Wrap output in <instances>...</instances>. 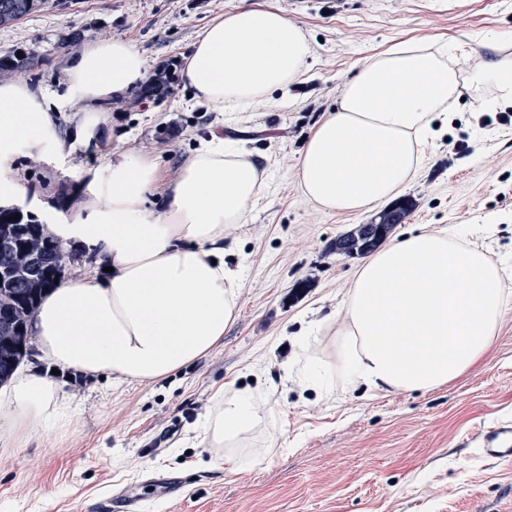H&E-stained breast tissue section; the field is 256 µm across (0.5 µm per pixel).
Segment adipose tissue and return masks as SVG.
I'll return each instance as SVG.
<instances>
[{
	"instance_id": "1",
	"label": "adipose tissue",
	"mask_w": 512,
	"mask_h": 512,
	"mask_svg": "<svg viewBox=\"0 0 512 512\" xmlns=\"http://www.w3.org/2000/svg\"><path fill=\"white\" fill-rule=\"evenodd\" d=\"M312 47L302 27L262 5L217 16L198 34L182 72L198 105L235 111L305 73ZM82 106L54 118L46 91L24 78L0 84V207L18 190L19 145L42 152L74 139L95 143L100 105L124 99L146 74L130 43L102 39L68 67ZM490 83L512 105V59L486 62L463 77L448 51L410 39L359 65L335 108L311 131L296 178L321 208L350 214L394 198L415 176L465 80ZM265 187L261 160L225 151L210 132L167 178L154 157L130 147L112 156L108 177L86 175V217L58 234L95 260L60 281L32 323L43 359L121 382L156 381L212 350L237 311L238 270L224 265V231L242 223ZM166 200L148 210L147 196ZM512 296L483 246L440 231L404 235L374 253L353 279L332 355L346 386L371 391L433 390L474 368L493 346ZM75 410L61 383L21 370L0 389V447L41 427L67 433ZM257 422L251 394L225 400L208 431L234 447Z\"/></svg>"
}]
</instances>
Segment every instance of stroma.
Masks as SVG:
<instances>
[{
  "mask_svg": "<svg viewBox=\"0 0 512 512\" xmlns=\"http://www.w3.org/2000/svg\"><path fill=\"white\" fill-rule=\"evenodd\" d=\"M280 9L314 47L303 80L287 94L226 117L197 107L183 79L163 99L122 100L100 113L99 147L18 151L13 203L48 225L77 224L66 205L86 171L106 173L128 143L177 174L201 136L268 157L267 187L224 239V261L241 270L237 311L221 342L169 377L120 383L61 369L76 409L64 435L32 430L0 450V512H512V461H491L473 440L512 422V316L491 351L462 377L430 391L345 390L327 353L359 256L337 254L336 237L380 213L342 215L309 202L296 168L311 129L336 106L341 84L384 46L427 39L470 67L512 57V0H47L0 26V55L34 53L22 69L45 89L56 116L77 100L67 87L73 53L104 37L129 39L148 71L185 61L217 15L255 4ZM453 113L400 197L414 207L389 241L411 231L474 230L505 268L512 294V129L482 125L487 84L466 82ZM467 144L455 154L452 145ZM320 382L301 392L309 367ZM266 402L237 447L208 445L207 419L237 392ZM164 447H154L160 433ZM244 468L228 472L229 461Z\"/></svg>",
  "mask_w": 512,
  "mask_h": 512,
  "instance_id": "obj_1",
  "label": "stroma"
}]
</instances>
